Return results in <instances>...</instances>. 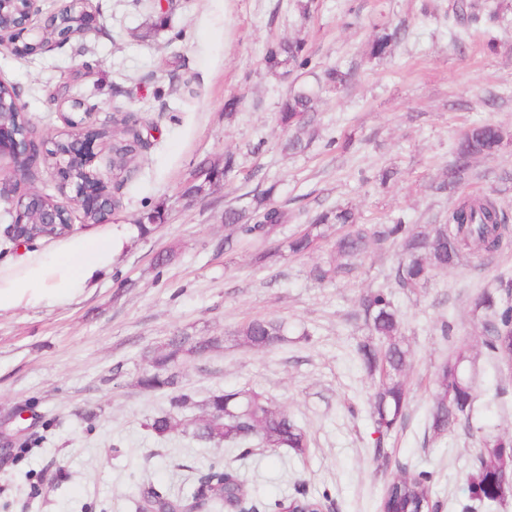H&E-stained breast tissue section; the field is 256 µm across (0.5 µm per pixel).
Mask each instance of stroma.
<instances>
[{
  "label": "stroma",
  "instance_id": "stroma-1",
  "mask_svg": "<svg viewBox=\"0 0 512 512\" xmlns=\"http://www.w3.org/2000/svg\"><path fill=\"white\" fill-rule=\"evenodd\" d=\"M454 0H92L90 33L29 57L0 52V81L14 85L36 138L67 127L61 94L87 95L105 132L96 169L109 172L117 117L136 120L144 144L120 189L116 224L162 208L154 231L117 259L95 292L54 308L0 315V512H138L144 487L177 496L211 462L242 479L257 506L304 491L334 512H380L399 474L429 472L438 512H512V491L493 506L471 499L467 475L483 435L512 436V373L482 345L477 297L512 280V247L470 258L408 292L392 281L398 248L368 254L352 276L316 282L311 269L333 257L331 242L273 264L257 242L225 251L224 210L264 193L288 215L285 236L324 209L348 207L360 223L397 217L443 224L468 195H494L512 215V5L471 0L478 19L457 24ZM401 36L383 58L369 55L382 27ZM302 42L308 66L271 72L267 48ZM348 85L319 89L316 136L305 153H284L277 121L299 84L317 87L331 67ZM493 124L504 145L477 159L454 191L437 184L460 134ZM237 157L230 180L187 195L201 166ZM391 288L410 348L408 405L373 445L371 381L356 359L369 330L359 302ZM282 318L295 337L274 350L237 343L255 318ZM455 325L444 337L442 321ZM221 338L220 348L178 369V389L201 401L216 392L263 393L308 434L304 455L253 445L250 454L178 434L160 439L147 422L171 389L137 379L173 336ZM468 347L475 398L468 419L433 436L432 378ZM25 419H17V410ZM40 444L25 447L31 434Z\"/></svg>",
  "mask_w": 512,
  "mask_h": 512
}]
</instances>
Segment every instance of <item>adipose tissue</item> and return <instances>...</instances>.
Wrapping results in <instances>:
<instances>
[{
  "label": "adipose tissue",
  "mask_w": 512,
  "mask_h": 512,
  "mask_svg": "<svg viewBox=\"0 0 512 512\" xmlns=\"http://www.w3.org/2000/svg\"><path fill=\"white\" fill-rule=\"evenodd\" d=\"M138 231L110 224L99 239L72 234L50 251H28L0 264V314L20 308L64 305L91 295Z\"/></svg>",
  "instance_id": "adipose-tissue-1"
}]
</instances>
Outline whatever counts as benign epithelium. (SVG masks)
Instances as JSON below:
<instances>
[{
    "label": "benign epithelium",
    "instance_id": "obj_1",
    "mask_svg": "<svg viewBox=\"0 0 512 512\" xmlns=\"http://www.w3.org/2000/svg\"><path fill=\"white\" fill-rule=\"evenodd\" d=\"M40 0H0V13L4 6H10L14 25L8 28L0 26V50H7L20 57L49 52L62 43L75 37V32L89 29L94 22L92 0H66L65 5L55 13L60 16L65 12L75 13L76 21L70 29L63 30V42H47L40 27L34 25V16L40 13ZM67 106L69 115L65 117L69 130L67 133L70 147L60 148L61 140L48 137L36 140L26 131L19 130L0 122V156H11L15 165L11 175L0 174V206L11 217V222L4 228L3 234L15 243H29L27 228L31 217H37L39 224H58L60 216L71 213L62 205L45 207L34 215L32 210L39 204L42 194L38 192H19L21 184L27 179L29 167L38 159H52L56 176L63 191L69 193V201L81 212L97 211L101 214V223L108 222L112 213L120 207V201L110 190V176L100 171L93 172L88 179L76 176L72 167V158L79 155L86 165L90 166L97 158L99 144L95 140L86 139L81 135L76 115L87 116L83 112V100L67 95L60 98L59 106Z\"/></svg>",
    "mask_w": 512,
    "mask_h": 512
}]
</instances>
